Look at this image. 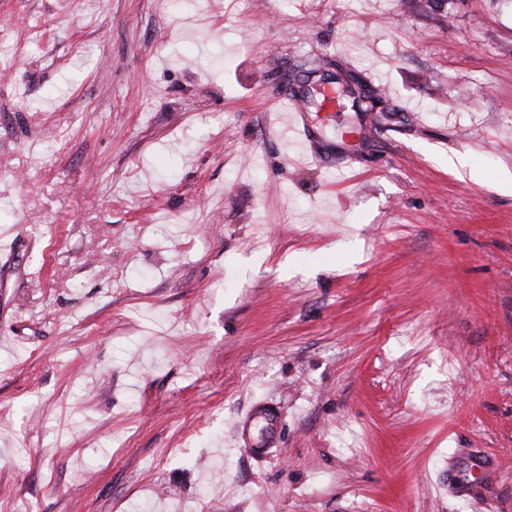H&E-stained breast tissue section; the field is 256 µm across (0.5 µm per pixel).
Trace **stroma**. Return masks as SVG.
I'll use <instances>...</instances> for the list:
<instances>
[{"instance_id": "obj_1", "label": "stroma", "mask_w": 512, "mask_h": 512, "mask_svg": "<svg viewBox=\"0 0 512 512\" xmlns=\"http://www.w3.org/2000/svg\"><path fill=\"white\" fill-rule=\"evenodd\" d=\"M507 171L512 0H0V512H512ZM289 101V114L287 122L281 125L277 135L284 140L295 138L305 155L313 162L321 163L322 160L316 155L312 149V130L311 126L305 120V113L300 112L296 104V100L292 96L285 95L282 97ZM263 420L267 424V434L261 442H255L252 440L249 443L246 439V431L248 425H251L255 420ZM281 425V415L279 409L268 402L256 403L246 417L240 420L237 424V429L241 430V436L245 443V446L255 454L263 453L260 451L261 448H273L277 445L279 436V429Z\"/></svg>"}]
</instances>
